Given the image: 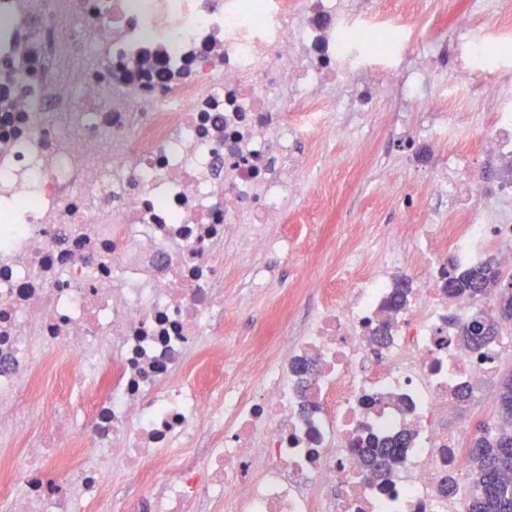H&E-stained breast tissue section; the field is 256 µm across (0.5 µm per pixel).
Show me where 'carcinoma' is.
<instances>
[{
	"label": "carcinoma",
	"mask_w": 512,
	"mask_h": 512,
	"mask_svg": "<svg viewBox=\"0 0 512 512\" xmlns=\"http://www.w3.org/2000/svg\"><path fill=\"white\" fill-rule=\"evenodd\" d=\"M499 270L491 262L470 270L446 272L448 295L469 298L484 294L498 283ZM502 322L497 311L477 315L462 332L464 341L477 349L499 336ZM498 425L474 440L480 452L467 455L472 491L466 512H512V463L503 466L504 457L512 458V373L499 382L497 393ZM410 438L400 434L390 440L372 441L365 448L371 469L380 472L399 460L409 447Z\"/></svg>",
	"instance_id": "carcinoma-1"
}]
</instances>
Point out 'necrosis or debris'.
Wrapping results in <instances>:
<instances>
[{"mask_svg": "<svg viewBox=\"0 0 512 512\" xmlns=\"http://www.w3.org/2000/svg\"><path fill=\"white\" fill-rule=\"evenodd\" d=\"M418 5L403 0V32L380 49L386 16L343 0H0L10 512H464L467 430L440 415L512 348L464 344L492 297H449L445 272L512 267V177L488 188L457 147L485 41L425 99L442 55L402 72ZM372 71L401 74L422 136L446 150L400 198L421 218L407 304L388 308L401 243L372 260L356 246L285 353L256 347L232 376L196 361L224 326L225 256L296 252L268 226L331 191L296 144L328 131L370 159L377 137L354 118L374 109ZM479 92L496 106L481 157L512 161V100L492 81ZM47 373L68 407L21 410ZM404 431L406 454L376 478L364 440ZM116 471L153 482L151 499L106 497Z\"/></svg>", "mask_w": 512, "mask_h": 512, "instance_id": "4bbe7bcc", "label": "necrosis or debris"}]
</instances>
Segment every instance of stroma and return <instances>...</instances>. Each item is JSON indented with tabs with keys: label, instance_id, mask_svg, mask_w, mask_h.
I'll return each instance as SVG.
<instances>
[{
	"label": "stroma",
	"instance_id": "stroma-1",
	"mask_svg": "<svg viewBox=\"0 0 512 512\" xmlns=\"http://www.w3.org/2000/svg\"><path fill=\"white\" fill-rule=\"evenodd\" d=\"M468 0H424L411 24L418 38L417 56L448 52V68L440 77L441 82H451L455 77L458 59L453 47L459 45L461 34L458 19L466 12ZM376 87V105L365 120L363 131L371 133L379 125L399 119L413 136V155L402 158L393 141L377 142L374 158L366 166L353 169L339 137L327 135L323 148L314 151L301 148V158L306 170L331 179L336 186L333 204H316L310 223L304 224L296 217L286 223L269 228L271 237L288 236L302 241L301 253L289 255L278 250L269 251L260 258L243 256L238 262L224 269V335L212 352L216 361L226 368H234L258 341H265L267 349L278 353L298 338L300 323L322 299L321 286L327 285L336 274L343 252L348 244L356 243L369 252H376L395 240L412 241L416 214L400 209L379 211V194L414 189L421 168H433L440 158L435 147L416 139L415 133L426 121L421 106L407 105L401 99V81L369 74ZM259 265L261 273L275 286L264 300H254L243 286V274L252 265ZM314 280L316 288H309L307 280ZM293 291L286 322L278 324L275 333L265 334L271 309L280 307L278 288ZM497 379L476 387L470 403L451 406L443 422L446 426L467 423L473 432H480L489 424L488 410L497 406Z\"/></svg>",
	"mask_w": 512,
	"mask_h": 512
}]
</instances>
